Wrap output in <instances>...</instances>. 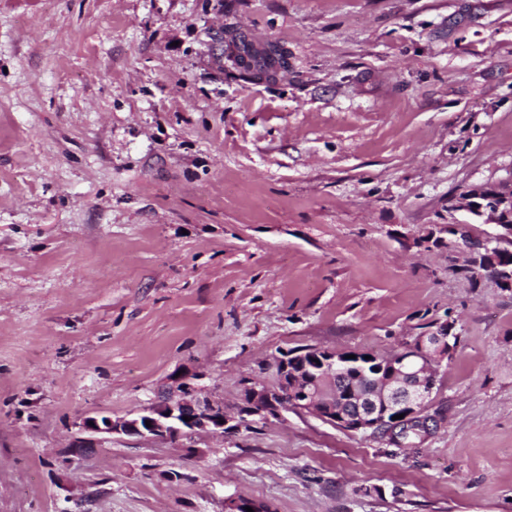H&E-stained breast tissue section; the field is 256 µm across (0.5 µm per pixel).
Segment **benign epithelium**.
I'll list each match as a JSON object with an SVG mask.
<instances>
[{"instance_id": "benign-epithelium-1", "label": "benign epithelium", "mask_w": 512, "mask_h": 512, "mask_svg": "<svg viewBox=\"0 0 512 512\" xmlns=\"http://www.w3.org/2000/svg\"><path fill=\"white\" fill-rule=\"evenodd\" d=\"M457 207L495 228V232L473 244L470 266L512 288V255L495 246L503 237L512 238V189L492 183L472 185L459 196ZM455 341L444 324L400 343L383 358L386 376L377 377L373 388L365 392H358L353 386L341 392L336 387V375L352 363L347 351L308 348L286 354L275 364L273 383L243 382V405L235 423L227 415L224 403L197 399L194 388L184 382L180 393H167L133 415L83 418L76 423L70 453L77 455L115 435L176 444L200 432L234 430L249 417L279 416L288 409L311 413L352 433L389 435L393 439L399 438L401 432L420 435L436 423L429 413L432 395L439 370ZM399 414L403 418H397Z\"/></svg>"}]
</instances>
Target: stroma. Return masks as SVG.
Here are the masks:
<instances>
[{
	"label": "stroma",
	"mask_w": 512,
	"mask_h": 512,
	"mask_svg": "<svg viewBox=\"0 0 512 512\" xmlns=\"http://www.w3.org/2000/svg\"><path fill=\"white\" fill-rule=\"evenodd\" d=\"M486 182L512 0H0V512H512V288L423 240L491 232L451 208ZM445 321L414 447L291 411L66 453L185 380L231 412L282 353ZM262 50L255 49L251 44L242 42L238 54V63L251 74H267L272 70L285 69L288 66V52L276 44ZM247 61V62H246Z\"/></svg>",
	"instance_id": "35a3bbf8"
}]
</instances>
